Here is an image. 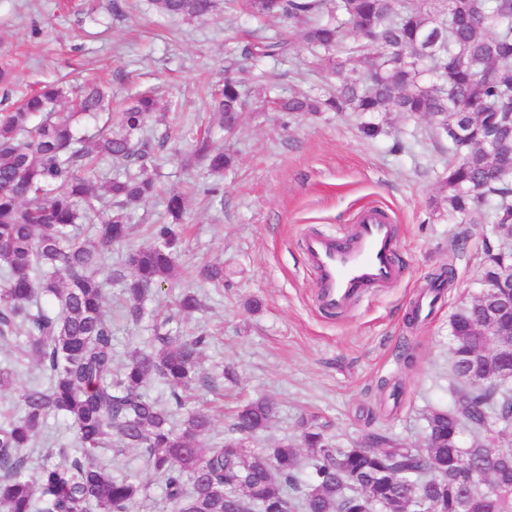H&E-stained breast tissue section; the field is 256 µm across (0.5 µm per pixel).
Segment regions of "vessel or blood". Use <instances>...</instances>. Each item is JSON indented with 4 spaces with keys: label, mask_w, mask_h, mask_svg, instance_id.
Masks as SVG:
<instances>
[{
    "label": "vessel or blood",
    "mask_w": 512,
    "mask_h": 512,
    "mask_svg": "<svg viewBox=\"0 0 512 512\" xmlns=\"http://www.w3.org/2000/svg\"><path fill=\"white\" fill-rule=\"evenodd\" d=\"M397 244L391 216L374 207L360 212L347 237L309 235L304 251L316 275L320 308L328 313L344 310L369 289L397 281Z\"/></svg>",
    "instance_id": "obj_1"
}]
</instances>
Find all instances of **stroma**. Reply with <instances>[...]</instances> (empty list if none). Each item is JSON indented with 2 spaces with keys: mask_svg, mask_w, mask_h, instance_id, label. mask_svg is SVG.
Wrapping results in <instances>:
<instances>
[{
  "mask_svg": "<svg viewBox=\"0 0 512 512\" xmlns=\"http://www.w3.org/2000/svg\"><path fill=\"white\" fill-rule=\"evenodd\" d=\"M254 21L224 10L205 20L157 12L149 0H0V58L15 61L16 81L0 86V112L37 84L62 78L75 86L99 82L112 91L113 107L139 89L154 88L169 108L144 131L165 138L168 162L158 172L162 193L132 211L134 231L113 246L100 267L109 282L107 313L118 314L122 289L114 275L130 249L151 244L146 227L168 223L165 195L196 182L184 222L173 277L154 287L138 326L116 323L117 363L142 346L158 317L173 316L183 335L207 330L212 338L200 365L233 372L223 393L195 392L212 426L204 448L224 438L229 417L245 400L274 405L254 448L297 439L302 416L319 415L336 444L347 448L376 429L407 446L421 444L427 418L448 406L451 374L449 320L480 290V263L491 225L449 215L436 198L448 151L426 136L417 115L277 111L288 96L297 65L309 58L296 43L287 60H242L244 89L264 85L250 98L234 135H225L208 105L209 86L224 78V52L242 49ZM379 127L376 135L365 124ZM208 132L236 156L221 185L202 164L183 168L192 139ZM386 211L398 227L396 284L363 296L348 310L329 314L315 305L316 281L303 250L312 233L333 234L355 223L360 211ZM207 263L224 266V283L202 281ZM452 283L437 281L441 268ZM191 288L202 309L175 313L171 296ZM258 310H250V300ZM120 472H133L150 490L135 512H166L160 486L138 457L105 451Z\"/></svg>",
  "mask_w": 512,
  "mask_h": 512,
  "instance_id": "obj_1",
  "label": "stroma"
}]
</instances>
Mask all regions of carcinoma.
<instances>
[{"label": "carcinoma", "instance_id": "obj_1", "mask_svg": "<svg viewBox=\"0 0 512 512\" xmlns=\"http://www.w3.org/2000/svg\"><path fill=\"white\" fill-rule=\"evenodd\" d=\"M168 16L205 20L216 0H152ZM255 20H288V28L258 33L242 57H284L296 34L313 54L312 66L336 77L320 97L298 92L283 112H402L427 120L448 140V167L439 182L448 213L473 224L512 225V0H227ZM211 93L224 132H236L248 94L228 75ZM62 110L48 108L51 103ZM158 98H130L117 119L107 117L92 137L78 118L112 112L105 89L44 85L0 115V341H16L15 365L0 367V394L16 393L17 412H0V508L4 512H134L147 486L135 474H117L94 462L117 437L134 448L157 477L168 512H512V452L496 449L512 427V384L487 377L512 370L498 359L485 325L490 311L512 328V300L459 307L450 320L452 375L448 408L430 415L424 444L407 448L381 431L352 448H338L317 417L302 419L297 440L254 450L248 439L267 427L272 405L251 400L233 415L224 440L206 451L200 437L209 415L189 406V391L211 389L225 370L200 375L210 336H185L172 318L157 319L146 347L113 367L112 317L104 309L107 281L98 276L104 251L131 234L128 208L158 191L165 140L141 135L161 111ZM194 154L210 175L222 177L234 160L207 137ZM116 165L112 178L94 179L96 159ZM136 169L131 175L129 171ZM186 194L167 199L171 223H183ZM99 218L93 235L79 226ZM154 242L129 252L122 273L124 318L137 325L150 287L173 276L179 234L151 227ZM508 255L488 244L481 282L501 274ZM178 312L203 307L185 289ZM28 360L42 384L18 386ZM156 380L169 401L151 398ZM181 414V424L172 422ZM70 424L74 446L45 454L32 469V447L48 418ZM475 436L465 447L464 433ZM310 471L300 476V449ZM497 489L487 495L472 473Z\"/></svg>", "mask_w": 512, "mask_h": 512}]
</instances>
